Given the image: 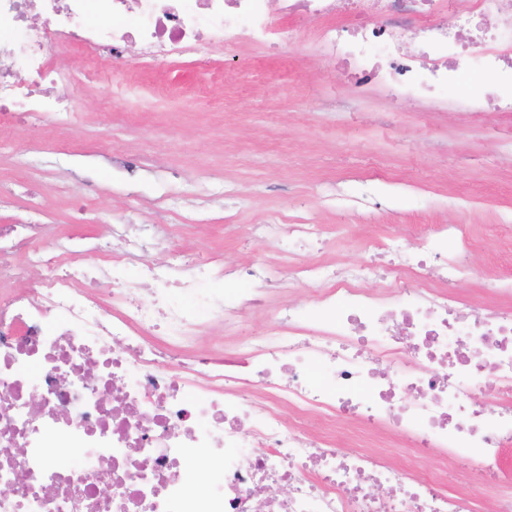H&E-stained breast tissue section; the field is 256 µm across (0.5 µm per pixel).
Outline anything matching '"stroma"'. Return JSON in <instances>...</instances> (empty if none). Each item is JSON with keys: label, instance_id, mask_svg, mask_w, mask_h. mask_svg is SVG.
I'll return each instance as SVG.
<instances>
[{"label": "stroma", "instance_id": "1", "mask_svg": "<svg viewBox=\"0 0 512 512\" xmlns=\"http://www.w3.org/2000/svg\"><path fill=\"white\" fill-rule=\"evenodd\" d=\"M284 61L267 49L207 50L163 68L159 84L124 94L112 76L128 58L102 56L65 124L18 119L0 144V225L30 197L31 215L63 238L108 240L116 224L182 225L178 245L245 265L276 256L240 228L279 213L322 224L310 260L359 264L393 225L462 224L475 278L459 295L490 300L487 279H512V112L475 118L425 103L394 104L315 53L306 20Z\"/></svg>", "mask_w": 512, "mask_h": 512}]
</instances>
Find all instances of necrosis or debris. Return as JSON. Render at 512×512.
<instances>
[{"label":"necrosis or debris","mask_w":512,"mask_h":512,"mask_svg":"<svg viewBox=\"0 0 512 512\" xmlns=\"http://www.w3.org/2000/svg\"><path fill=\"white\" fill-rule=\"evenodd\" d=\"M33 2L0 0V120L72 111L12 80L24 70L81 86L85 73L47 58L53 41L90 52L134 43L146 67L208 43L293 42L270 0H43L53 29L27 24ZM281 2L284 15L318 20L321 55L387 96L512 112V0H376L379 22L347 25L332 22L334 0ZM448 11L455 26L438 20ZM475 79L484 94L468 90ZM252 233L285 242L287 270L186 252L133 274L132 252L171 241L124 230L118 246L88 245L94 261L71 271L59 242L36 246L43 225L0 229V279L27 284L0 299V512H476L444 475L506 466L512 280H492L489 303L455 293L473 275L459 224L379 242L394 274L385 284L373 263L302 261L319 225L283 215ZM87 280L113 283L108 299ZM288 281L319 285L310 308L277 306ZM255 313L268 316L263 331L248 324ZM209 317L236 336L232 352L185 355ZM340 422L358 430L352 449L337 444ZM388 434L407 444L406 461L380 451ZM424 459L436 468L421 470ZM266 481L285 494H263ZM380 486L388 498L373 496Z\"/></svg>","instance_id":"obj_1"}]
</instances>
